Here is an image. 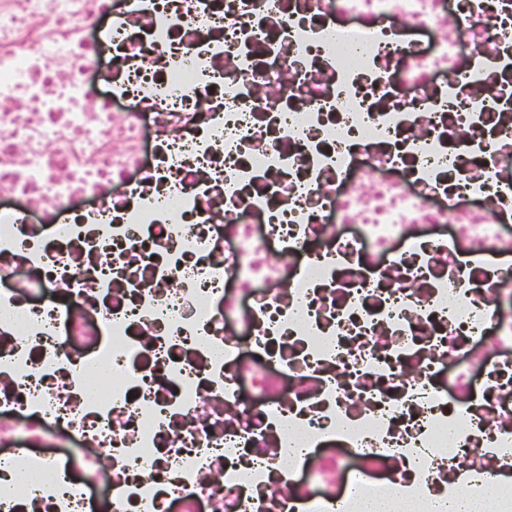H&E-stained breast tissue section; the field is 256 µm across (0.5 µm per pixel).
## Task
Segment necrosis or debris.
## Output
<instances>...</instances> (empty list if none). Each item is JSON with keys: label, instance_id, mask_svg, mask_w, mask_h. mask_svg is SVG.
Wrapping results in <instances>:
<instances>
[{"label": "necrosis or debris", "instance_id": "obj_1", "mask_svg": "<svg viewBox=\"0 0 512 512\" xmlns=\"http://www.w3.org/2000/svg\"><path fill=\"white\" fill-rule=\"evenodd\" d=\"M512 512V0H0V512Z\"/></svg>", "mask_w": 512, "mask_h": 512}]
</instances>
